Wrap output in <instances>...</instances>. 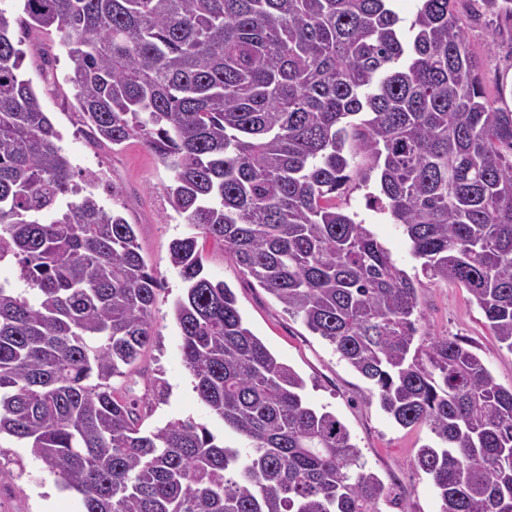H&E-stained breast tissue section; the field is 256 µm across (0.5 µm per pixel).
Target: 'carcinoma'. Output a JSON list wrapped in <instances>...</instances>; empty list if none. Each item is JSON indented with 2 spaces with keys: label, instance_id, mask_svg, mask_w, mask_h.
I'll use <instances>...</instances> for the list:
<instances>
[{
  "label": "carcinoma",
  "instance_id": "1",
  "mask_svg": "<svg viewBox=\"0 0 512 512\" xmlns=\"http://www.w3.org/2000/svg\"><path fill=\"white\" fill-rule=\"evenodd\" d=\"M23 0L0 9V435L81 495V512H382L335 414L243 323L204 273L197 235L170 245L183 364L246 449L112 385L155 340L162 281L133 225L75 180L21 72L55 29L84 124L172 172L173 210L371 381L440 512H512V387L454 337H420L417 288L336 206L355 151L430 281L467 289L512 352V110L491 105L456 0Z\"/></svg>",
  "mask_w": 512,
  "mask_h": 512
}]
</instances>
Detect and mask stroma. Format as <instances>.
Wrapping results in <instances>:
<instances>
[{
    "mask_svg": "<svg viewBox=\"0 0 512 512\" xmlns=\"http://www.w3.org/2000/svg\"><path fill=\"white\" fill-rule=\"evenodd\" d=\"M456 8L470 48L481 62L488 98L512 107V20L487 12L483 0H457ZM42 46L49 49L54 59L48 72L43 70L37 53ZM24 49L22 71L32 80L44 111L60 132L61 147L69 154L76 172L94 176V191L105 207L113 205L106 184L119 187L125 202L124 215L135 226L140 252L163 283L154 311L156 339L143 352L132 373L113 378V385L140 397L145 394L150 378L164 377L170 394L166 402L154 406L144 429L190 420L206 426L218 438L242 446V439L226 430L223 422L199 401L194 380L181 360V336L173 303L183 296L184 284L171 263L170 244L190 235L191 229L177 217L164 194L163 187L171 180L170 171L139 143L130 142L115 149L111 144L89 138L75 107L72 87L65 80L70 62L56 33L33 34ZM369 165L368 158L356 154L352 180L336 203L356 222L364 224L390 251L397 265L414 279L422 313L420 335L467 339L496 383L512 386V351L501 347L494 338L467 289L451 282L426 279L399 225L388 212L370 205L369 197L378 188L375 180L366 177ZM203 263L210 278L232 288L246 326L279 361L304 379L305 400L334 413L347 426L362 451L366 469L398 495L399 506L386 508L385 512H440L429 476L414 462L418 449L432 439L428 428L405 429L395 424L380 409L370 382L354 371L327 341L309 332L300 318L288 315L221 246L206 243ZM0 448L6 451L0 457V512H45L49 506L55 512H79V495L61 489L56 477L46 472L27 449L6 436L0 438Z\"/></svg>",
    "mask_w": 512,
    "mask_h": 512,
    "instance_id": "35a3bbf8",
    "label": "stroma"
}]
</instances>
